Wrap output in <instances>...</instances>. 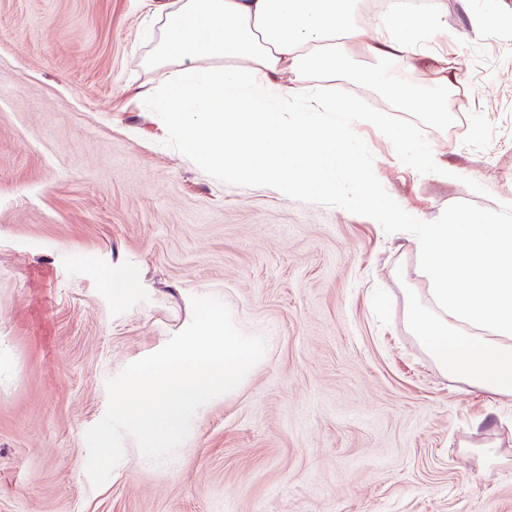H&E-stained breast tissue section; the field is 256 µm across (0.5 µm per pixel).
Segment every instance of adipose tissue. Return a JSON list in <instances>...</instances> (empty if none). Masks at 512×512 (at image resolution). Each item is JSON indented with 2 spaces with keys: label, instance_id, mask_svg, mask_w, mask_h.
Listing matches in <instances>:
<instances>
[{
  "label": "adipose tissue",
  "instance_id": "ef3b65f1",
  "mask_svg": "<svg viewBox=\"0 0 512 512\" xmlns=\"http://www.w3.org/2000/svg\"><path fill=\"white\" fill-rule=\"evenodd\" d=\"M362 0H163L152 62L172 63L151 93L179 126L199 165L296 195L336 192L347 124L320 112L349 106L336 78L354 75L389 101L417 102L388 67L413 69L416 46L439 24L440 7L393 0L371 27ZM360 47L371 67L352 68ZM507 222L424 225L414 241L425 296L411 295L409 323L434 364L455 381L512 398V200Z\"/></svg>",
  "mask_w": 512,
  "mask_h": 512
}]
</instances>
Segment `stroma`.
<instances>
[{
  "label": "stroma",
  "mask_w": 512,
  "mask_h": 512,
  "mask_svg": "<svg viewBox=\"0 0 512 512\" xmlns=\"http://www.w3.org/2000/svg\"><path fill=\"white\" fill-rule=\"evenodd\" d=\"M156 4L0 0V512H512V402L436 367L408 328L427 282L404 277L422 225L495 224L512 198V0H443L423 47L458 78L447 123L342 79L387 123L343 149L397 224L197 164L146 94ZM399 138L454 179L402 163ZM209 295L263 358L173 455L125 438L93 487L108 379ZM413 162L422 170L429 172L443 181L453 178V171L441 155L436 151H427L418 160L411 156Z\"/></svg>",
  "instance_id": "stroma-1"
}]
</instances>
